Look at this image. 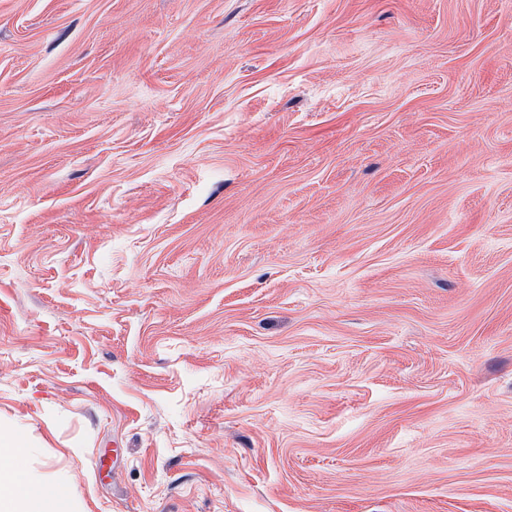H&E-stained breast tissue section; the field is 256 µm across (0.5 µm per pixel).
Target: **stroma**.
<instances>
[{"mask_svg":"<svg viewBox=\"0 0 512 512\" xmlns=\"http://www.w3.org/2000/svg\"><path fill=\"white\" fill-rule=\"evenodd\" d=\"M0 425L82 512H512V0H0Z\"/></svg>","mask_w":512,"mask_h":512,"instance_id":"35a3bbf8","label":"stroma"}]
</instances>
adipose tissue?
Returning <instances> with one entry per match:
<instances>
[{"label":"adipose tissue","instance_id":"ef3b65f1","mask_svg":"<svg viewBox=\"0 0 512 512\" xmlns=\"http://www.w3.org/2000/svg\"><path fill=\"white\" fill-rule=\"evenodd\" d=\"M27 453L20 436L0 428V512H77L53 481L34 479L20 467Z\"/></svg>","mask_w":512,"mask_h":512}]
</instances>
